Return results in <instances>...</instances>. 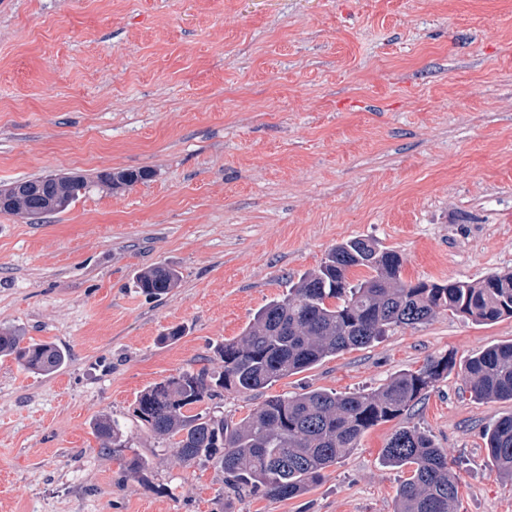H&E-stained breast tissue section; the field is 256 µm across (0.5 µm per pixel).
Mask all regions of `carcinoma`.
<instances>
[{"mask_svg":"<svg viewBox=\"0 0 512 512\" xmlns=\"http://www.w3.org/2000/svg\"><path fill=\"white\" fill-rule=\"evenodd\" d=\"M147 170L112 174L114 188L145 180ZM31 191L5 208L28 216L66 210L80 190L79 177L26 180ZM61 197L58 208L46 202ZM355 267L372 271L353 284ZM179 275L156 266L139 273L138 287L160 295L176 287ZM494 323L512 316V274H492L478 282H405L401 258L354 238L336 245L318 269L288 280L286 293L263 306L237 339L213 345L223 370H185L146 388L135 416L152 435L173 448L185 463H208L238 492L262 489L278 498L296 497L318 484L324 471L357 447L367 430L406 414L422 393L456 367L454 357L432 360L417 371L394 377L371 392L337 394L322 389L294 396H271L239 421L208 406L223 392H259L343 350L365 347L400 326L426 322L437 310ZM0 356L25 369L52 374L67 365L66 349L45 341L23 342L11 328L0 329ZM465 385L478 400L512 401V344L491 346L461 364ZM103 450L125 447L123 429L108 415L94 425ZM486 447L499 476L512 480V416L486 432ZM384 461L412 467L400 486L394 512H458L459 476L447 453L412 426L398 428L382 451Z\"/></svg>","mask_w":512,"mask_h":512,"instance_id":"obj_1","label":"carcinoma"}]
</instances>
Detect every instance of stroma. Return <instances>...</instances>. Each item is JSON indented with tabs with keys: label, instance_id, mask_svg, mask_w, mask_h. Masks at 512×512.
Returning <instances> with one entry per match:
<instances>
[{
	"label": "stroma",
	"instance_id": "1",
	"mask_svg": "<svg viewBox=\"0 0 512 512\" xmlns=\"http://www.w3.org/2000/svg\"><path fill=\"white\" fill-rule=\"evenodd\" d=\"M124 169L151 175L96 181ZM51 175L89 186L38 221L0 212V327L71 360L0 356V512H393L410 471L381 450L403 425L447 452L459 512H512L484 437L512 401L457 369L290 500L232 492L134 416L144 388L221 369L212 344L344 241L396 251L407 282L512 273V0H0V188ZM159 265L177 287L137 288ZM510 343L512 317L441 310L217 404L238 420ZM104 414L125 447L101 450ZM22 344L23 337L15 329H0V356H13L26 370L49 375L71 360L69 351L54 343L29 340Z\"/></svg>",
	"mask_w": 512,
	"mask_h": 512
}]
</instances>
